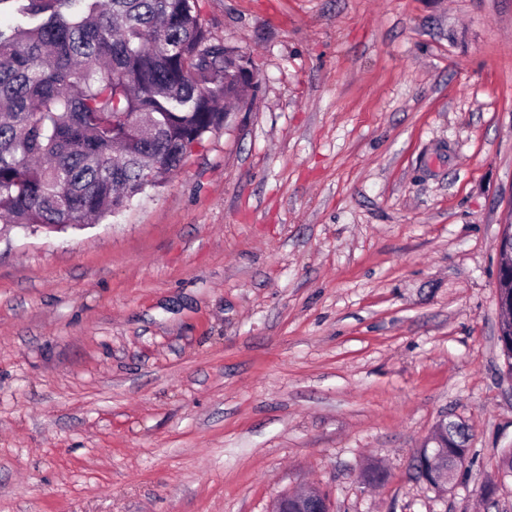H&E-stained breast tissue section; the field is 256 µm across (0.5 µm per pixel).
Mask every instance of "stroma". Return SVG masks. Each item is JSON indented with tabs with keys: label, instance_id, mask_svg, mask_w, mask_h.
Here are the masks:
<instances>
[{
	"label": "stroma",
	"instance_id": "stroma-1",
	"mask_svg": "<svg viewBox=\"0 0 512 512\" xmlns=\"http://www.w3.org/2000/svg\"><path fill=\"white\" fill-rule=\"evenodd\" d=\"M199 5L248 101L123 211L0 233V512H512V0ZM503 232L501 233L500 237H499V240H498V255H499V261H498V268H497V274H496V279H495V288H496V291H497V295H498V305L499 307H501V296H500V291L498 288H500L503 292V295L506 299L508 300H511V297H512V278L511 276L509 275H505L502 277L501 281H500V284H499V280L502 276L503 273L505 272H508V270L511 272V275H512V262L511 264L510 263H505V262H501V247H502V242H503ZM443 421H447V419H442L439 421L437 427L432 431V433L425 439L422 446L420 448H427V454L429 456V464L433 469L436 477V490L443 491L445 483L450 482L453 471L448 470V465L445 466L441 460V456L438 451H435V448L440 447L442 428L440 427V423ZM271 512H330V508L328 499L321 491L307 488L289 496H280Z\"/></svg>",
	"mask_w": 512,
	"mask_h": 512
}]
</instances>
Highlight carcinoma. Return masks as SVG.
Returning a JSON list of instances; mask_svg holds the SVG:
<instances>
[{"label":"carcinoma","instance_id":"cac0c4a2","mask_svg":"<svg viewBox=\"0 0 512 512\" xmlns=\"http://www.w3.org/2000/svg\"><path fill=\"white\" fill-rule=\"evenodd\" d=\"M0 224L80 227L180 169L238 101L199 0H0ZM147 124L135 131L132 115ZM512 373V316L500 324ZM447 451L467 453L462 427Z\"/></svg>","mask_w":512,"mask_h":512}]
</instances>
